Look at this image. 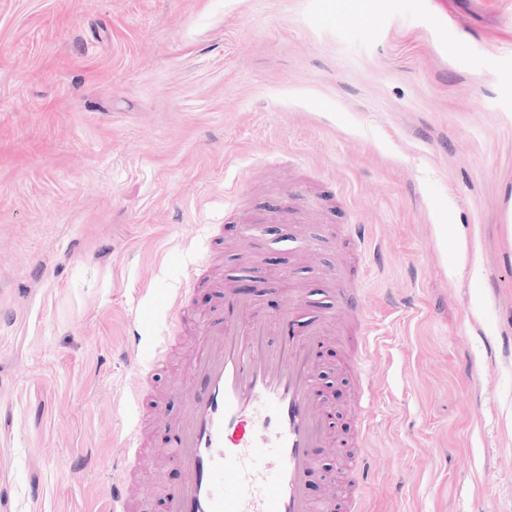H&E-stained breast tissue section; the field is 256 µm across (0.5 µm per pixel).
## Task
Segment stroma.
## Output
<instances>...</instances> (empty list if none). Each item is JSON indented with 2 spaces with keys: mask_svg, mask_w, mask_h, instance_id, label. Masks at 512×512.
Wrapping results in <instances>:
<instances>
[{
  "mask_svg": "<svg viewBox=\"0 0 512 512\" xmlns=\"http://www.w3.org/2000/svg\"><path fill=\"white\" fill-rule=\"evenodd\" d=\"M509 193L512 0H0V512H107L125 427L168 442L194 328L165 297L289 286L367 306L320 346L312 495L512 512ZM180 482L140 461L133 512Z\"/></svg>",
  "mask_w": 512,
  "mask_h": 512,
  "instance_id": "35a3bbf8",
  "label": "stroma"
}]
</instances>
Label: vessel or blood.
<instances>
[{
	"label": "vessel or blood",
	"instance_id": "b4317fda",
	"mask_svg": "<svg viewBox=\"0 0 512 512\" xmlns=\"http://www.w3.org/2000/svg\"><path fill=\"white\" fill-rule=\"evenodd\" d=\"M254 307L229 291L220 311L200 322L184 410L165 450L183 473L167 494L168 512H335L332 499L309 494L314 451L331 442L317 398L316 350L333 317L306 318L294 291L273 318L255 316ZM138 446L130 428L124 455L112 461L109 512H127L128 452Z\"/></svg>",
	"mask_w": 512,
	"mask_h": 512
}]
</instances>
